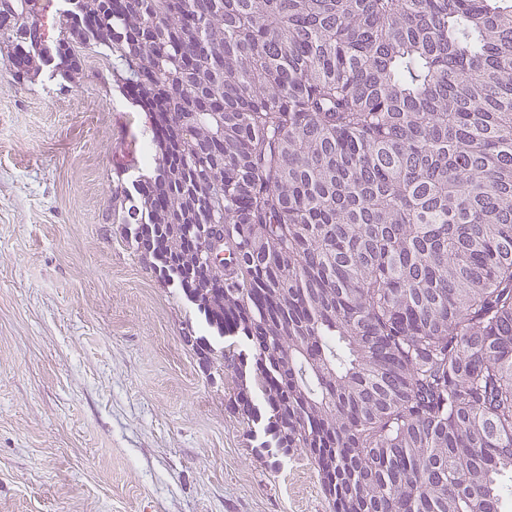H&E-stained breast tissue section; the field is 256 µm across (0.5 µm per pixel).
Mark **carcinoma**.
<instances>
[{"label":"carcinoma","instance_id":"obj_1","mask_svg":"<svg viewBox=\"0 0 512 512\" xmlns=\"http://www.w3.org/2000/svg\"><path fill=\"white\" fill-rule=\"evenodd\" d=\"M65 2L43 50L0 0L3 66L72 82L100 54L148 113L112 223L261 447L305 454L331 512H508L512 0Z\"/></svg>","mask_w":512,"mask_h":512}]
</instances>
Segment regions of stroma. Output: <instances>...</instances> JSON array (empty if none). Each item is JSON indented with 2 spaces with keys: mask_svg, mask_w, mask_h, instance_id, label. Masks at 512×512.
Here are the masks:
<instances>
[{
  "mask_svg": "<svg viewBox=\"0 0 512 512\" xmlns=\"http://www.w3.org/2000/svg\"><path fill=\"white\" fill-rule=\"evenodd\" d=\"M90 58L71 91L0 67V512H329L305 456L274 461L192 306L112 221L144 112Z\"/></svg>",
  "mask_w": 512,
  "mask_h": 512,
  "instance_id": "stroma-1",
  "label": "stroma"
}]
</instances>
